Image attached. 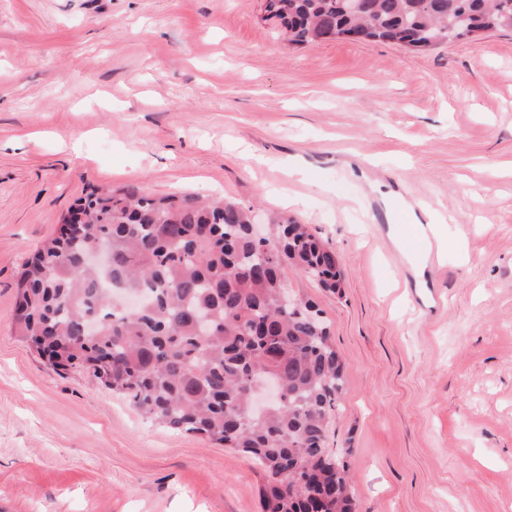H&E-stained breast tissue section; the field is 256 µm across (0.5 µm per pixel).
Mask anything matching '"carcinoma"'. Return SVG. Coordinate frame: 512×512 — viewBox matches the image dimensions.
<instances>
[{"instance_id":"1","label":"carcinoma","mask_w":512,"mask_h":512,"mask_svg":"<svg viewBox=\"0 0 512 512\" xmlns=\"http://www.w3.org/2000/svg\"><path fill=\"white\" fill-rule=\"evenodd\" d=\"M269 8L298 46L321 28L415 50L512 29V0H368L359 16L342 0ZM252 212L132 185L90 194L20 273L15 332L55 370L91 372L143 417L257 460L262 512H355L350 469L326 448L343 361L322 312L283 276L290 265L334 291L341 271L293 218L273 216L256 243ZM100 247L108 265L84 266ZM270 380L282 397L255 413L251 398Z\"/></svg>"}]
</instances>
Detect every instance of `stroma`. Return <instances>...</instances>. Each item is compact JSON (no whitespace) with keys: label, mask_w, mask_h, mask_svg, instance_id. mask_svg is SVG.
I'll return each instance as SVG.
<instances>
[{"label":"stroma","mask_w":512,"mask_h":512,"mask_svg":"<svg viewBox=\"0 0 512 512\" xmlns=\"http://www.w3.org/2000/svg\"><path fill=\"white\" fill-rule=\"evenodd\" d=\"M263 0H0V512H262L244 453L144 421L14 335L23 263L75 201L138 185L284 212L339 291L329 426L358 512H512V30L426 51L288 43ZM392 192L444 214L417 285Z\"/></svg>","instance_id":"1"}]
</instances>
